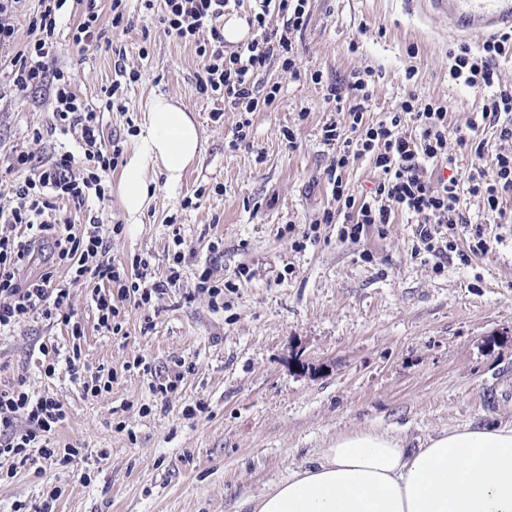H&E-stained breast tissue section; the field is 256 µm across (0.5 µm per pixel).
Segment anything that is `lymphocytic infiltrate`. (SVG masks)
<instances>
[{"instance_id": "1", "label": "lymphocytic infiltrate", "mask_w": 512, "mask_h": 512, "mask_svg": "<svg viewBox=\"0 0 512 512\" xmlns=\"http://www.w3.org/2000/svg\"><path fill=\"white\" fill-rule=\"evenodd\" d=\"M65 2L38 0L28 24L32 38L13 58L10 75L19 91L52 84V124L74 133L81 152L58 153L40 170L31 152L17 151L11 157L16 178L9 188V206H0V332L39 317L69 329L71 375L85 395L95 397L111 389L116 374L101 367L89 370L82 360L84 330L74 319L73 286L94 282L91 299L97 328L119 335L123 332L120 302L132 301L138 309L158 305L179 279L186 255L173 252L162 281L151 280L149 261L139 254L128 266H116L110 252L122 225L103 224L84 213L90 198L105 199L103 176L117 167L122 148L119 139H105L100 107L81 99L73 90L71 73L52 63ZM98 2L77 0L81 19L72 31V43L79 53L109 44L110 33L126 31L132 24L126 0H112L111 25L102 27ZM230 2L162 0L157 14L164 31L194 47L202 59L197 93L224 102L214 118H221L226 110L239 113L230 148L245 144L250 114L275 103L279 86L264 84L259 76L271 61H279L290 78L307 76L325 87L323 100L329 116L322 125V137L336 151L328 171L336 210L325 213L323 222L333 223L335 215H342L339 240L359 241L366 228H383L400 211L417 219L416 254L444 258L457 251L461 237L471 254L488 251L486 229L471 222L463 199H477L496 224L512 222V214L505 209L512 199V86L502 85L496 70L497 60L512 56L511 32L486 38L476 49L465 42L449 45V79L479 92L482 117L499 123L500 130L491 166L478 165L463 175L452 169L448 177L434 181L427 175V163L441 162L451 168L454 163L448 152L447 102H422L411 94L400 111L364 123L374 91L373 71L356 70L343 84L327 85L321 71L309 73L302 66L298 40L309 23V0H253L248 23L255 36L244 49L228 54L224 14ZM408 126L414 128V135L405 134ZM364 156L370 157L378 180L369 194L358 199L347 189L343 171L350 161ZM46 248L52 254L51 267L39 277H29L27 268ZM60 269L65 272L61 278L56 275ZM67 416L61 399L48 393L33 396L25 379L0 387V458H13L23 465L44 459L59 468H71L77 449L57 447L54 439Z\"/></svg>"}]
</instances>
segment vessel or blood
<instances>
[{
  "label": "vessel or blood",
  "instance_id": "1",
  "mask_svg": "<svg viewBox=\"0 0 512 512\" xmlns=\"http://www.w3.org/2000/svg\"><path fill=\"white\" fill-rule=\"evenodd\" d=\"M410 5L447 18L455 31L486 35L512 30V0H408Z\"/></svg>",
  "mask_w": 512,
  "mask_h": 512
}]
</instances>
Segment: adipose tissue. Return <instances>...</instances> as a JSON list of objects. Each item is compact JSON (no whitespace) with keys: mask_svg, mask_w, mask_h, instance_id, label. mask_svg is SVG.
Returning a JSON list of instances; mask_svg holds the SVG:
<instances>
[{"mask_svg":"<svg viewBox=\"0 0 512 512\" xmlns=\"http://www.w3.org/2000/svg\"><path fill=\"white\" fill-rule=\"evenodd\" d=\"M202 148L193 116L173 99L153 97L119 176L118 192L137 222L163 174L176 189ZM244 512H512V424L466 426L408 448L361 431L337 438Z\"/></svg>","mask_w":512,"mask_h":512,"instance_id":"obj_1","label":"adipose tissue"}]
</instances>
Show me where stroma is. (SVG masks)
<instances>
[{
    "instance_id": "1",
    "label": "stroma",
    "mask_w": 512,
    "mask_h": 512,
    "mask_svg": "<svg viewBox=\"0 0 512 512\" xmlns=\"http://www.w3.org/2000/svg\"><path fill=\"white\" fill-rule=\"evenodd\" d=\"M37 6L17 0L16 43L0 51V204L14 178V151L45 161L77 149L71 136L46 131L50 86L20 92L9 82ZM128 13L134 26L111 50L82 56L71 35L79 11L68 0L55 60L72 70L79 97L93 103L115 80L116 59L139 71L119 106L100 114L106 137L120 138L123 150L131 149L152 96L173 97L194 112L202 150L176 191L159 188L140 223L131 224L113 171L104 203L92 206L100 222L124 227L112 240L114 263L139 253L154 280L165 279L177 233L187 261L159 306L130 310L122 337L97 330L88 290L74 287L86 365L118 372L99 396L83 394L66 362L52 377L40 372V345L65 351L72 343L63 325L35 318L0 335V385L23 377L32 391L67 403L56 437L78 450L72 471L20 465L14 477L0 479V512L21 503L36 512L53 491L52 512H238L244 499L346 433L376 430L415 448L469 423H512V226L486 223L479 202L465 199L472 222L485 223L492 239L485 254L466 262L455 253L442 260L415 254L416 219L404 213L359 241H339L336 225L322 221L336 203L320 86L292 80L271 63L265 78L280 84V95L251 114L246 145L230 150L226 136L240 115L212 120L219 103L195 90L202 61L194 49L176 43L143 0H129ZM460 40L475 46L482 38L460 36L447 19L409 11L404 0H310L299 49L304 68L322 71L327 83L357 69L375 71L368 119L398 111L411 93L446 101L448 150L463 173L476 162L490 164L497 126L482 119L479 96L448 81V46ZM39 128L45 136L36 143ZM461 136L468 145L458 144ZM474 141L484 142L483 158L471 150ZM194 196L199 206L184 207ZM315 222L319 240L294 249L287 225ZM206 266L224 278L250 273L219 311L195 292ZM138 357L151 373L127 369ZM180 363L187 370L179 388L155 394L153 383Z\"/></svg>"
}]
</instances>
